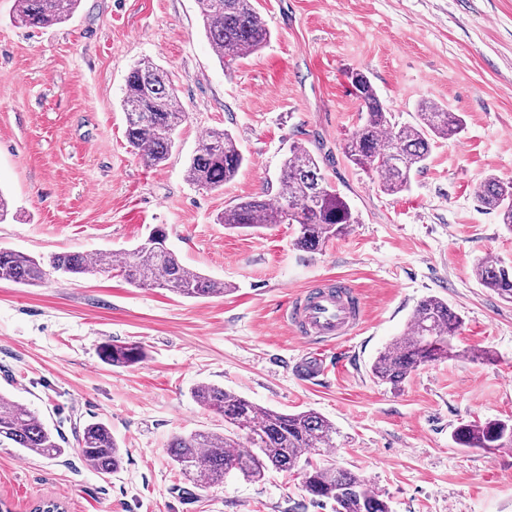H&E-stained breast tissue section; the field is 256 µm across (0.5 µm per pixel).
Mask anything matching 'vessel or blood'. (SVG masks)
I'll list each match as a JSON object with an SVG mask.
<instances>
[{
    "label": "vessel or blood",
    "instance_id": "obj_1",
    "mask_svg": "<svg viewBox=\"0 0 512 512\" xmlns=\"http://www.w3.org/2000/svg\"><path fill=\"white\" fill-rule=\"evenodd\" d=\"M351 297L349 284L330 283L297 297L282 318L301 335L332 342L361 319V311L351 304Z\"/></svg>",
    "mask_w": 512,
    "mask_h": 512
}]
</instances>
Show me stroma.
I'll list each match as a JSON object with an SVG mask.
<instances>
[{
	"label": "stroma",
	"mask_w": 512,
	"mask_h": 512,
	"mask_svg": "<svg viewBox=\"0 0 512 512\" xmlns=\"http://www.w3.org/2000/svg\"><path fill=\"white\" fill-rule=\"evenodd\" d=\"M14 3L0 0V190L11 200L0 247L44 260L119 255L162 224L179 259L229 291L182 298L133 287L116 270L54 274L39 287L0 281V392L69 440L84 421H104L123 450L121 470L104 476L73 452L50 460L0 447V501L11 512L48 501L65 512H332L310 505L297 475L201 488L180 474L173 436L224 429L190 394L210 382L326 417L340 432L337 465L366 477L392 512H512V449L452 440L460 424L512 418V302L473 271L482 258L512 263V232L476 196L488 175L512 180V0H258L272 38L228 72L198 0H81L48 28L18 23ZM146 58L170 73L187 114L156 169L131 152L121 105L129 70ZM355 70L398 122L424 101L464 121L399 194L344 154L360 118ZM214 129L233 134L245 162L209 190L185 167ZM294 144L319 156L359 219L315 253L294 248L292 224L250 233L218 222L276 182ZM331 278L352 286L362 319L327 345L281 315ZM427 296L461 315L463 356L421 366L398 387L377 382L375 357ZM105 341L138 344L144 358L106 363ZM473 348L493 360L471 361ZM316 355L328 372L303 378L298 363Z\"/></svg>",
	"instance_id": "1"
}]
</instances>
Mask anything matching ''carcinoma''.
<instances>
[{
  "label": "carcinoma",
  "instance_id": "obj_1",
  "mask_svg": "<svg viewBox=\"0 0 512 512\" xmlns=\"http://www.w3.org/2000/svg\"><path fill=\"white\" fill-rule=\"evenodd\" d=\"M80 0H15L16 19L33 28H47L69 20ZM203 27L213 54L231 69L267 45L271 32L254 0H199ZM352 91L365 117L345 145L346 157L376 175L381 189L398 194L408 189L411 175L423 169L435 139L458 134L463 120L424 102L415 122L399 123L378 98L369 77L350 73ZM126 111L125 137L141 162L160 167L176 149L175 132L186 120L167 70L150 60L133 66L122 98ZM244 157L231 133L212 130L202 139L185 169L188 181L200 188L219 189L237 175ZM483 206L497 212L512 231V181L485 177L477 187ZM227 229H261L295 224L296 248L313 253L345 236L358 217L321 173L319 160L307 147L289 148L277 177L274 195L251 196L224 209ZM166 228L159 224L125 254L120 272L128 284L162 288L186 298H209L226 292L224 283L185 266L168 246ZM111 253L91 257L65 252L43 262L0 248V280L39 286L53 271L62 276L95 275L112 270ZM475 276L498 295L512 299V266L481 260ZM462 326L445 301L420 300L404 332L375 358L371 373L379 382L401 385L416 368L457 357L454 344ZM101 359L115 366H132L143 359L135 344L110 341L99 346ZM201 406L224 418V432L195 431L172 438L169 454L181 473L198 486L224 481L234 472L260 481L270 471L299 474L311 503L331 504L332 512H391L382 495L360 474L339 467L330 457L336 447V426L313 410L280 412L260 407L224 387L201 382L191 390ZM453 441L464 448L494 454L512 448V419L473 420L458 426ZM76 453L98 473L109 476L121 468L123 453L110 426L88 421L75 431ZM68 441L47 427L39 416L7 393H0V447L58 459L68 454Z\"/></svg>",
  "mask_w": 512,
  "mask_h": 512
}]
</instances>
